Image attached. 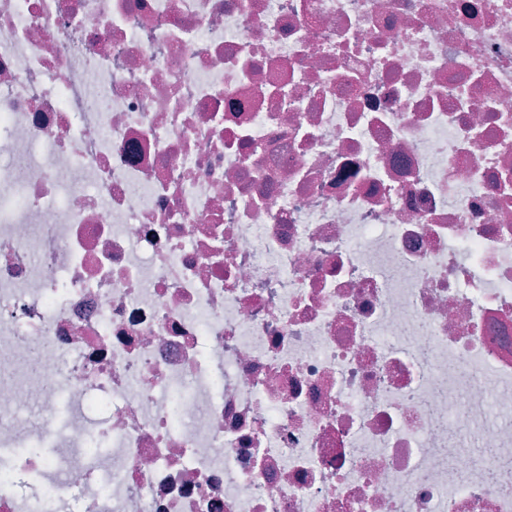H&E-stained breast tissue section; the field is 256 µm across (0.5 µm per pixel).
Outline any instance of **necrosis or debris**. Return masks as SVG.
Masks as SVG:
<instances>
[{
    "label": "necrosis or debris",
    "mask_w": 512,
    "mask_h": 512,
    "mask_svg": "<svg viewBox=\"0 0 512 512\" xmlns=\"http://www.w3.org/2000/svg\"><path fill=\"white\" fill-rule=\"evenodd\" d=\"M10 450L0 512H512V0H0Z\"/></svg>",
    "instance_id": "4bbe7bcc"
}]
</instances>
